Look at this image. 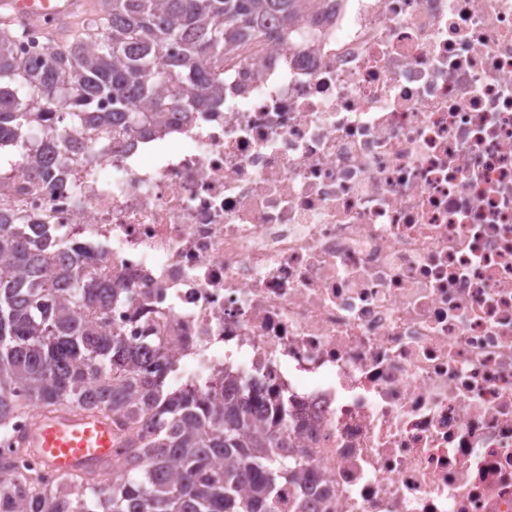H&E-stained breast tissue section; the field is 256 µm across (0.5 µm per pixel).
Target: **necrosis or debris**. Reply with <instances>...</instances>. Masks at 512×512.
Here are the masks:
<instances>
[{
  "label": "necrosis or debris",
  "instance_id": "1",
  "mask_svg": "<svg viewBox=\"0 0 512 512\" xmlns=\"http://www.w3.org/2000/svg\"><path fill=\"white\" fill-rule=\"evenodd\" d=\"M208 67L241 91L167 113L186 148L21 152L0 211L123 281L174 384L280 391L277 512H512V0H316Z\"/></svg>",
  "mask_w": 512,
  "mask_h": 512
}]
</instances>
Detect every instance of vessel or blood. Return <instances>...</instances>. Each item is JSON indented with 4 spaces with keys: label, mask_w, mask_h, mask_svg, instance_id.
<instances>
[{
    "label": "vessel or blood",
    "mask_w": 512,
    "mask_h": 512,
    "mask_svg": "<svg viewBox=\"0 0 512 512\" xmlns=\"http://www.w3.org/2000/svg\"><path fill=\"white\" fill-rule=\"evenodd\" d=\"M85 9L86 0H0V22L33 32L48 24H68ZM21 441L37 450L47 467L61 473L98 467L120 446L111 419L81 410L37 415Z\"/></svg>",
    "instance_id": "vessel-or-blood-1"
}]
</instances>
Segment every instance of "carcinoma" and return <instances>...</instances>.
I'll list each match as a JSON object with an SVG mask.
<instances>
[{"mask_svg": "<svg viewBox=\"0 0 512 512\" xmlns=\"http://www.w3.org/2000/svg\"><path fill=\"white\" fill-rule=\"evenodd\" d=\"M313 0H98L96 30L46 42L45 59L22 60L24 41L0 29V150L72 149L75 137L45 135L44 114L71 112L81 138L150 136L165 113L196 112L224 96L223 80L199 67L209 56L263 35L284 33ZM112 99V111L94 103ZM0 216V440H12L35 409L77 408L112 417L121 450L105 471L16 473L0 457V512H274L278 483L300 461L271 389L251 401L241 377L216 386H174L164 378L155 342H128L81 316L121 289L90 278L81 266L54 272L50 252L62 239L45 226L26 233ZM229 459L225 467L220 461Z\"/></svg>", "mask_w": 512, "mask_h": 512, "instance_id": "carcinoma-1", "label": "carcinoma"}]
</instances>
